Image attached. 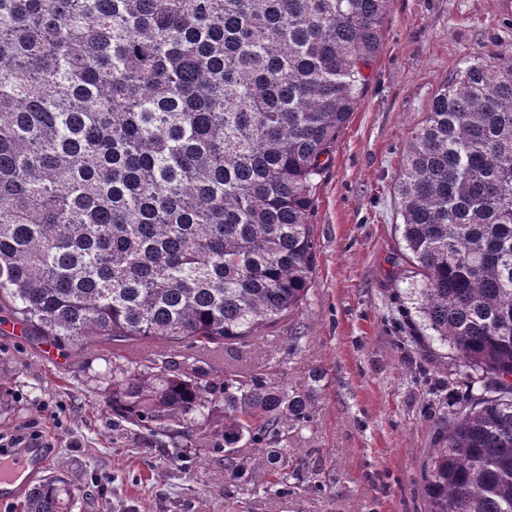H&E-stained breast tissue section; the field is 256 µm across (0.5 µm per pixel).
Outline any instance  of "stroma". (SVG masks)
<instances>
[{
  "label": "stroma",
  "instance_id": "stroma-1",
  "mask_svg": "<svg viewBox=\"0 0 512 512\" xmlns=\"http://www.w3.org/2000/svg\"><path fill=\"white\" fill-rule=\"evenodd\" d=\"M494 53L512 56V16L498 0H390L362 99L317 185L307 298L260 340L92 342L48 360L43 341L16 337L11 314L0 312V433L38 426L50 443L43 478L72 491L66 512H427V460L470 391L449 384L447 350L413 327L395 183L439 86L464 60ZM161 360L218 383L272 379L304 396L308 415L281 443L246 437L230 454L209 437L220 409L199 417L191 442L115 421L113 366Z\"/></svg>",
  "mask_w": 512,
  "mask_h": 512
}]
</instances>
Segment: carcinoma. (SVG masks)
<instances>
[{
  "mask_svg": "<svg viewBox=\"0 0 512 512\" xmlns=\"http://www.w3.org/2000/svg\"><path fill=\"white\" fill-rule=\"evenodd\" d=\"M389 0H0V309L58 347L246 344L305 299L317 179L362 96ZM422 326L455 380L430 512H512V58L466 62L395 184ZM219 447L306 416L256 376L115 366L112 412ZM49 479L22 512H62Z\"/></svg>",
  "mask_w": 512,
  "mask_h": 512,
  "instance_id": "1",
  "label": "carcinoma"
}]
</instances>
